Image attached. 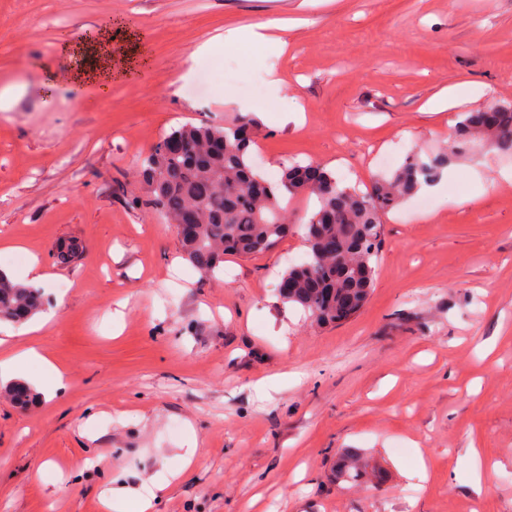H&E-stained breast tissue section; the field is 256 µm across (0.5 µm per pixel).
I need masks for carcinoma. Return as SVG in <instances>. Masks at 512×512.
<instances>
[{"label":"carcinoma","mask_w":512,"mask_h":512,"mask_svg":"<svg viewBox=\"0 0 512 512\" xmlns=\"http://www.w3.org/2000/svg\"><path fill=\"white\" fill-rule=\"evenodd\" d=\"M255 121L238 115L224 125L184 123L156 143L141 163L148 204L170 223L190 216L196 232L180 240L183 258L203 278L214 277L224 256L248 257L271 250L291 229L288 199L315 203L303 224L305 260L281 274L278 294L300 307L316 324L354 317L370 296L381 243V215L433 182L448 165V153L479 145L512 155V105L468 113L451 136L449 151L427 157L412 151L386 178L366 192L346 185L320 165L294 162L275 181L254 164L250 132ZM41 289L15 281L0 270V320L23 322L42 310ZM22 409L40 395L24 382L6 388ZM368 463L340 454L336 478L352 485L364 480Z\"/></svg>","instance_id":"obj_1"}]
</instances>
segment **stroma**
<instances>
[{
  "label": "stroma",
  "mask_w": 512,
  "mask_h": 512,
  "mask_svg": "<svg viewBox=\"0 0 512 512\" xmlns=\"http://www.w3.org/2000/svg\"><path fill=\"white\" fill-rule=\"evenodd\" d=\"M289 18L282 53L223 44ZM270 68L279 91L245 95ZM460 83L486 93L428 111ZM508 103L512 0H0V270L38 259L53 314L0 321V512L158 484L155 512H512V156L453 157L428 208L383 215L367 305L324 327L276 292L313 202L204 281L138 176L171 128L242 113L268 178L310 161L363 189ZM31 346L65 385L22 410L1 391ZM347 450L384 481L337 482Z\"/></svg>",
  "instance_id": "stroma-1"
}]
</instances>
